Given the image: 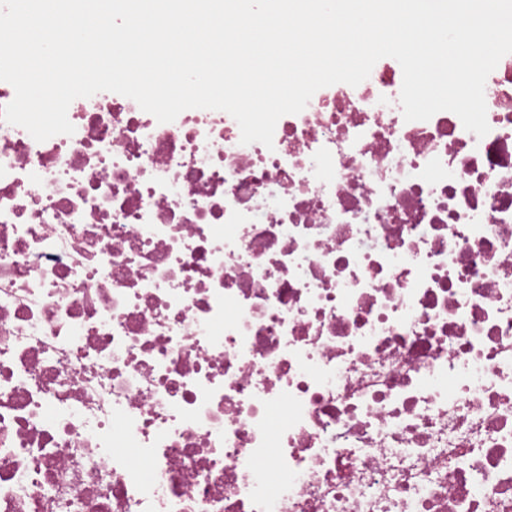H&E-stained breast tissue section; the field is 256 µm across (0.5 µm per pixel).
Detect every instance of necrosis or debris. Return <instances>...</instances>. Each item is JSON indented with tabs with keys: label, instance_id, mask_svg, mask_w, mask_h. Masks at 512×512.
Returning a JSON list of instances; mask_svg holds the SVG:
<instances>
[{
	"label": "necrosis or debris",
	"instance_id": "obj_1",
	"mask_svg": "<svg viewBox=\"0 0 512 512\" xmlns=\"http://www.w3.org/2000/svg\"><path fill=\"white\" fill-rule=\"evenodd\" d=\"M282 116L0 120V512H512V54Z\"/></svg>",
	"mask_w": 512,
	"mask_h": 512
}]
</instances>
